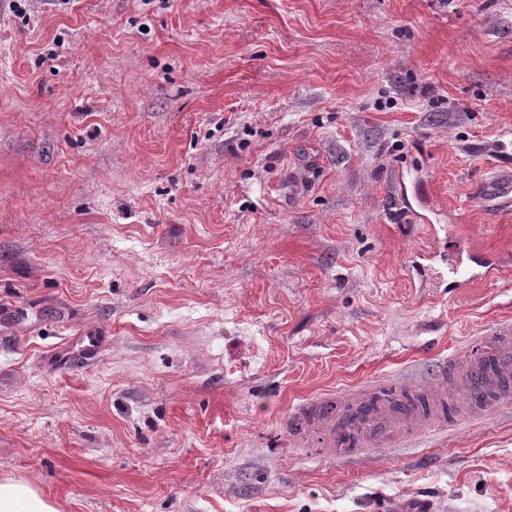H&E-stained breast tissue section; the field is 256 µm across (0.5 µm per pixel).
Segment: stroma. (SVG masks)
<instances>
[{
    "instance_id": "obj_1",
    "label": "stroma",
    "mask_w": 512,
    "mask_h": 512,
    "mask_svg": "<svg viewBox=\"0 0 512 512\" xmlns=\"http://www.w3.org/2000/svg\"><path fill=\"white\" fill-rule=\"evenodd\" d=\"M19 3L0 478L60 512H512V400L357 455L295 438L512 326V214L480 200L512 0ZM452 231L502 277L448 291Z\"/></svg>"
}]
</instances>
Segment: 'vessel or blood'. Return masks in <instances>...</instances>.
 <instances>
[{
	"instance_id": "vessel-or-blood-1",
	"label": "vessel or blood",
	"mask_w": 512,
	"mask_h": 512,
	"mask_svg": "<svg viewBox=\"0 0 512 512\" xmlns=\"http://www.w3.org/2000/svg\"><path fill=\"white\" fill-rule=\"evenodd\" d=\"M483 200L491 210L511 211L512 176L490 178L483 188ZM448 254L449 287L494 280L503 273L501 262L464 248L453 236L448 239ZM510 383L512 328L503 327L472 353L449 387L412 390L396 404L373 391L349 399L342 411L326 414L320 424L328 447L340 448L354 441L377 447L418 432L424 422L445 417L452 408L469 416L484 414L502 400V387Z\"/></svg>"
}]
</instances>
